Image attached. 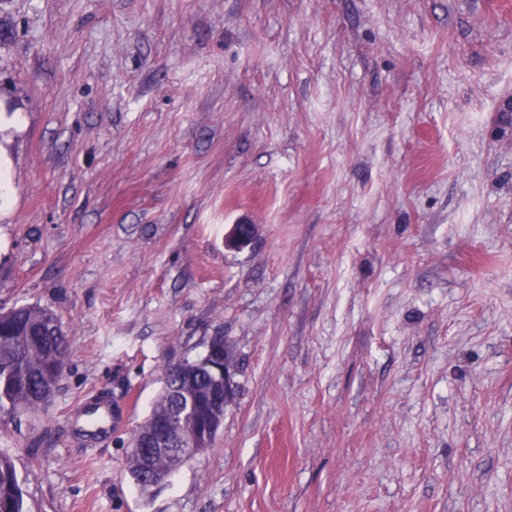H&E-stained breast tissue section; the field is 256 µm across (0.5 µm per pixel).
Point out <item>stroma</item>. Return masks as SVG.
Listing matches in <instances>:
<instances>
[{
  "label": "stroma",
  "instance_id": "35a3bbf8",
  "mask_svg": "<svg viewBox=\"0 0 512 512\" xmlns=\"http://www.w3.org/2000/svg\"><path fill=\"white\" fill-rule=\"evenodd\" d=\"M510 100L512 0H0V308L70 347L0 412L24 512H512ZM217 336L216 442L142 497ZM218 350V347H215L213 350L209 349L207 356L211 355L213 360L220 363V365L209 363V367L213 370V372L221 376L223 380V389L217 390L214 406L219 408L224 413V408H226L232 401L233 392L230 384V361L228 354L224 349V346L221 348V351ZM215 352H217L216 355H214ZM180 363L167 367L162 392L149 415L156 420L168 416L172 408L173 394L175 392L190 385L189 389L196 392L200 400L206 402L208 393L214 389L212 379L205 375L203 371L182 368ZM177 385L179 386L175 387ZM209 413V408L204 404L201 414L206 423L210 421L208 420L210 418ZM201 414L199 408L193 402L189 401L181 404L168 421L164 434L154 433L156 429L155 420L147 416L139 424L144 434L142 445L139 448L134 446L139 442L142 431L139 430V427H136L130 441L131 447H134L131 452L140 454L143 457L144 472L148 478L153 476L152 464L159 457L178 455L181 457V460L185 461L195 455V449L199 451V454L209 449L195 448L189 442L191 438L200 439L201 437L198 432L205 424L202 421ZM201 438L204 446L211 445L212 436L204 439L202 435ZM131 452L128 459L130 476L141 494H150L166 482L169 468L174 464L175 460L171 458L155 461V474L158 485L156 488H152L151 485L146 484L142 479L141 460Z\"/></svg>",
  "mask_w": 512,
  "mask_h": 512
}]
</instances>
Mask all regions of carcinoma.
Here are the masks:
<instances>
[{
	"label": "carcinoma",
	"instance_id": "1",
	"mask_svg": "<svg viewBox=\"0 0 512 512\" xmlns=\"http://www.w3.org/2000/svg\"><path fill=\"white\" fill-rule=\"evenodd\" d=\"M69 347L57 315L37 305L0 311V411L34 412L62 373ZM207 401L212 379L200 370L173 364L167 367L162 392L150 416L163 419L172 408L173 394L184 388ZM130 476L142 494L154 491L142 479L139 457L129 454ZM0 512H23L22 490L9 457L0 454Z\"/></svg>",
	"mask_w": 512,
	"mask_h": 512
}]
</instances>
